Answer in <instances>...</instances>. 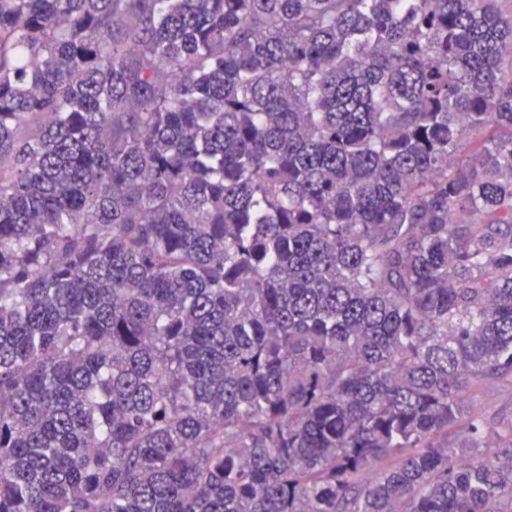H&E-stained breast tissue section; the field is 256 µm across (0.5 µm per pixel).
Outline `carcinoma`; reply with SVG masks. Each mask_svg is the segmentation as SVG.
Returning a JSON list of instances; mask_svg holds the SVG:
<instances>
[{
    "mask_svg": "<svg viewBox=\"0 0 512 512\" xmlns=\"http://www.w3.org/2000/svg\"><path fill=\"white\" fill-rule=\"evenodd\" d=\"M512 0H0V512H512Z\"/></svg>",
    "mask_w": 512,
    "mask_h": 512,
    "instance_id": "cac0c4a2",
    "label": "carcinoma"
}]
</instances>
